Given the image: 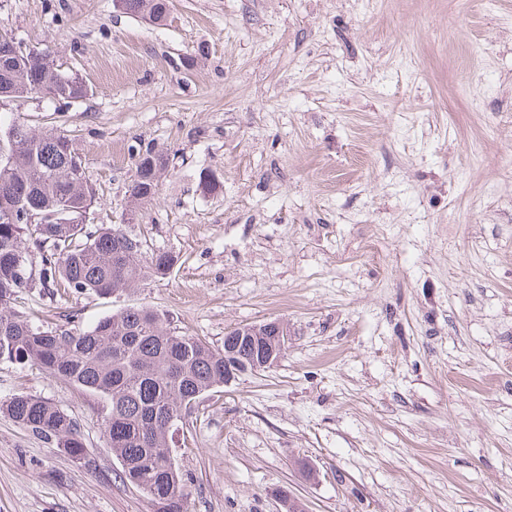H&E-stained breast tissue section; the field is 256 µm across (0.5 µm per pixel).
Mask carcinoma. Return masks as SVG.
Here are the masks:
<instances>
[{
    "mask_svg": "<svg viewBox=\"0 0 512 512\" xmlns=\"http://www.w3.org/2000/svg\"><path fill=\"white\" fill-rule=\"evenodd\" d=\"M15 98L38 88L73 103L86 98L89 85L54 67L47 51L13 74ZM0 207L26 191L29 207L44 224L0 223V363L37 366L47 374L106 401L104 435L122 466L123 478L152 502L171 500V512H185L181 475L169 450V423L182 421L188 405L224 384V351L195 336L176 334L164 315L130 306L99 320L89 330L46 328L14 308L30 287L27 268H37L43 289L67 288L98 297L114 295L169 274L174 256L151 252L121 224H50L57 212L79 219L95 207L73 141L54 129L35 132L26 124L0 122ZM167 163L152 149L139 155L131 196L137 206L151 203L157 173ZM0 412L75 458L85 449L77 418L56 405L27 395L0 403Z\"/></svg>",
    "mask_w": 512,
    "mask_h": 512,
    "instance_id": "obj_1",
    "label": "carcinoma"
}]
</instances>
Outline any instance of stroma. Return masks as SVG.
I'll return each instance as SVG.
<instances>
[{"mask_svg":"<svg viewBox=\"0 0 512 512\" xmlns=\"http://www.w3.org/2000/svg\"><path fill=\"white\" fill-rule=\"evenodd\" d=\"M0 31L91 86L0 117L73 140L96 223L123 222L139 150L168 157L128 230L170 273L26 307L87 330L146 304L219 349L288 325L273 367L187 411V512H280L283 492L306 512H512V0H172L159 23L0 0ZM17 394L75 416L86 455L0 414V512H156L99 396L0 363V401Z\"/></svg>","mask_w":512,"mask_h":512,"instance_id":"stroma-1","label":"stroma"}]
</instances>
